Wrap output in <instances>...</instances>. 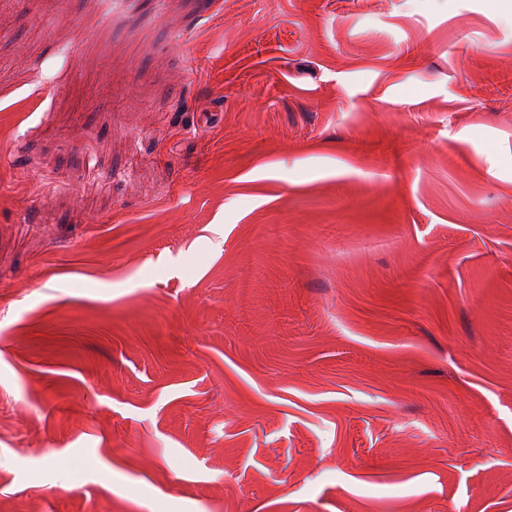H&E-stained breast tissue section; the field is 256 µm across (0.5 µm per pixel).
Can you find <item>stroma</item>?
<instances>
[{
  "instance_id": "35a3bbf8",
  "label": "stroma",
  "mask_w": 512,
  "mask_h": 512,
  "mask_svg": "<svg viewBox=\"0 0 512 512\" xmlns=\"http://www.w3.org/2000/svg\"><path fill=\"white\" fill-rule=\"evenodd\" d=\"M0 504L512 512V0H0Z\"/></svg>"
}]
</instances>
